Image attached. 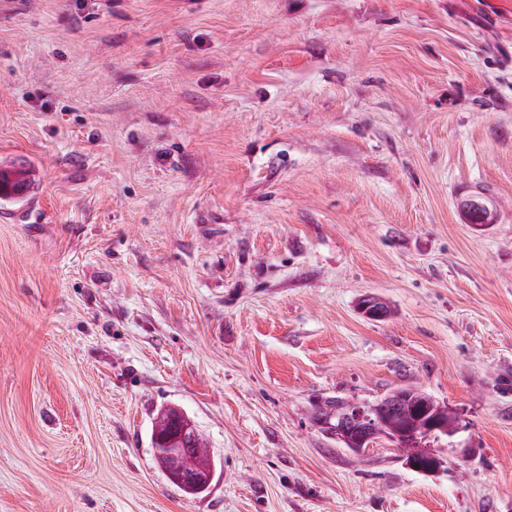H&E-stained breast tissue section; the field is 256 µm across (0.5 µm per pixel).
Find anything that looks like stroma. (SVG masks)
Listing matches in <instances>:
<instances>
[{
	"mask_svg": "<svg viewBox=\"0 0 512 512\" xmlns=\"http://www.w3.org/2000/svg\"><path fill=\"white\" fill-rule=\"evenodd\" d=\"M0 162V512H512V0H0ZM408 383L436 473L315 420ZM168 409L161 410L154 418L151 428V446L156 448V454L168 461V476L176 484L193 489L207 488L213 478V471L199 470L195 467L191 448H184L188 439L195 434L192 421L181 411L174 419L172 431L166 435H154L161 433L166 427ZM153 439V440H152ZM153 444V445H152Z\"/></svg>",
	"mask_w": 512,
	"mask_h": 512,
	"instance_id": "obj_1",
	"label": "stroma"
}]
</instances>
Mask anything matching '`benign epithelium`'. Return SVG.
Returning <instances> with one entry per match:
<instances>
[{"label":"benign epithelium","instance_id":"7a95c632","mask_svg":"<svg viewBox=\"0 0 512 512\" xmlns=\"http://www.w3.org/2000/svg\"><path fill=\"white\" fill-rule=\"evenodd\" d=\"M325 428L329 434L358 452L369 449L383 438L393 441L400 437H411L416 440V447L422 452V456L412 460L410 466L426 473L438 467L436 457L426 450L427 444L436 438V433H448V422L440 421L423 410L414 429L401 435L395 431L388 434L375 427V422L371 421L370 417L359 407L351 404L341 410L337 424L327 423ZM194 434L192 421L182 412L174 419L170 433L153 437V445L158 457L168 461L167 474L173 482L185 488L201 490L210 485L213 472L195 467L191 449L187 448V441Z\"/></svg>","mask_w":512,"mask_h":512}]
</instances>
